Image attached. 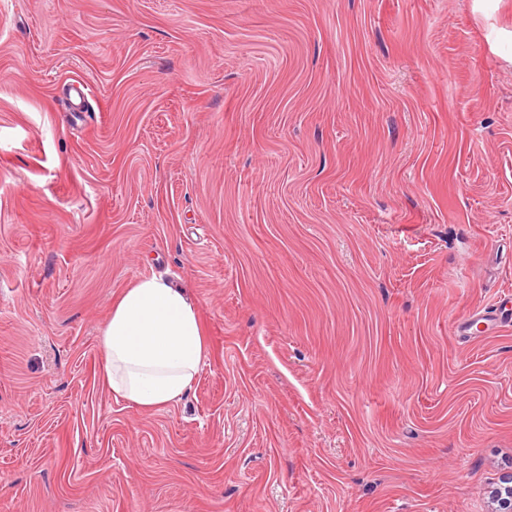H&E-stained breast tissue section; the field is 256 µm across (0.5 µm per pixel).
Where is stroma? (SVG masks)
Returning <instances> with one entry per match:
<instances>
[{
	"label": "stroma",
	"mask_w": 512,
	"mask_h": 512,
	"mask_svg": "<svg viewBox=\"0 0 512 512\" xmlns=\"http://www.w3.org/2000/svg\"><path fill=\"white\" fill-rule=\"evenodd\" d=\"M512 0H0V512H493L512 470ZM86 89L82 104L69 92ZM207 354L144 411V276ZM101 380L115 399L154 411L179 402L206 356L197 307L155 275L125 288L98 338ZM507 310L500 311L499 308L479 307L470 311L457 325L459 336H471L475 331L491 332L507 321ZM483 327V330L480 329Z\"/></svg>",
	"instance_id": "stroma-1"
}]
</instances>
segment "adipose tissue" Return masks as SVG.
<instances>
[{
	"label": "adipose tissue",
	"instance_id": "adipose-tissue-1",
	"mask_svg": "<svg viewBox=\"0 0 512 512\" xmlns=\"http://www.w3.org/2000/svg\"><path fill=\"white\" fill-rule=\"evenodd\" d=\"M98 344L104 385L114 398L144 411L179 402L207 351L196 305L182 288L155 275L117 297Z\"/></svg>",
	"mask_w": 512,
	"mask_h": 512
}]
</instances>
